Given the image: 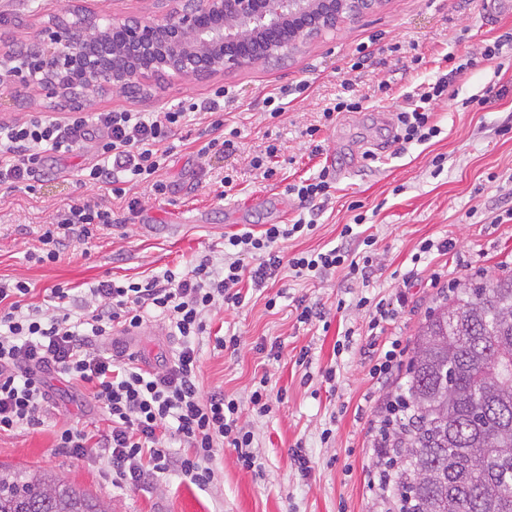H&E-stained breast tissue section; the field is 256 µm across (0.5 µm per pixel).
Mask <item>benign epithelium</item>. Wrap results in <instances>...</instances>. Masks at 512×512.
<instances>
[{"mask_svg":"<svg viewBox=\"0 0 512 512\" xmlns=\"http://www.w3.org/2000/svg\"><path fill=\"white\" fill-rule=\"evenodd\" d=\"M384 0H162L164 15L102 25L69 0L16 53L0 47V91L21 85L87 102L149 75H215L286 58L313 39L378 10Z\"/></svg>","mask_w":512,"mask_h":512,"instance_id":"obj_1","label":"benign epithelium"}]
</instances>
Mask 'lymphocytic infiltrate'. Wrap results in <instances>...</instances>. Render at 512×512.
Wrapping results in <instances>:
<instances>
[{
  "label": "lymphocytic infiltrate",
  "mask_w": 512,
  "mask_h": 512,
  "mask_svg": "<svg viewBox=\"0 0 512 512\" xmlns=\"http://www.w3.org/2000/svg\"><path fill=\"white\" fill-rule=\"evenodd\" d=\"M448 91L447 77L428 83L409 107L397 115L400 144H423L437 137L430 106ZM232 92L217 88L212 97L185 101L163 112H74L58 119L35 112L27 118L0 123V185H22L36 192L51 155L71 153L93 141L97 161L83 183H106L128 210L141 201L131 189L151 185L156 195L168 186L159 180L172 151L170 140L196 115L206 120L205 141L197 151L207 158L232 150L237 130L226 127L223 102ZM112 212L91 200L69 205L40 235L36 259L57 262L70 241L91 238L111 225ZM313 221L269 224L260 232L245 231L224 239V263L215 267L202 257L182 275L167 271L145 282H99L81 298L67 286L55 285L53 308H24L27 282L0 281V432L40 424L51 391L45 371L91 384L92 398L110 423L107 434L90 442L84 429L62 431L57 445L78 455L106 456L112 484L127 488L178 472L205 487L214 479L212 463L218 448L237 454L245 470L261 473L252 450L254 433L243 420L236 399L223 392H203L200 357L194 341L206 330V317L218 307L238 308L246 296L244 281L262 285L281 268L295 276L321 278L338 269L350 278L368 280L373 268V238H357L344 225L340 245L323 251L287 252L288 240L313 233ZM167 321L180 338V348L158 369L143 370L129 349H103L114 329L134 331L146 317Z\"/></svg>",
  "instance_id": "1"
}]
</instances>
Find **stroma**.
<instances>
[{
	"label": "stroma",
	"instance_id": "stroma-1",
	"mask_svg": "<svg viewBox=\"0 0 512 512\" xmlns=\"http://www.w3.org/2000/svg\"><path fill=\"white\" fill-rule=\"evenodd\" d=\"M101 23L128 16L148 20L160 15L157 0H81ZM62 7L61 0H0V31L16 43L39 33L43 22ZM484 0H384L382 7L337 34L308 44L295 55L205 79L172 74L145 81L137 97L105 92L94 111L158 110L192 97L202 100L224 86L234 95L227 102L229 127L238 128L233 152L202 164L197 144L178 143L160 172L167 184L164 198L129 212L108 186H84L83 168L95 161L92 146L49 159L37 193L0 185V278H20L31 293L27 304L50 308L52 288L60 283L80 289L101 280L139 281L170 270L182 273L203 256L221 261L225 236L267 224H290L302 213L289 184L329 167L335 178L332 198L319 211L314 232L288 241V252L325 251L338 245L344 225L357 224L361 236H374L376 260L367 284L352 282L344 270L323 278L301 279L281 270L260 292H248L236 309L219 310L206 319L204 336L196 338L204 389L220 388L237 399L243 419L255 435L254 452L262 475L244 470L233 449L213 463L214 479L201 487L170 473L146 488L124 490L112 485L107 459L76 457L59 449L60 431L80 426L92 435L108 423L91 400L90 385L53 373L45 379L56 406L37 426L0 434V463L42 468L87 493L112 501L116 512H385L381 491L370 488L371 474L381 468L371 443L385 406L404 375L376 386L363 350L369 341L372 303L394 296L410 269L419 277L410 302L385 327V337H400L413 349L415 333L440 290L430 283L433 272L462 284L489 280L512 270V53L483 59V46L512 34V13L487 25ZM414 43L423 62L411 66L391 44ZM373 45L363 68L351 70L358 47ZM448 77V95L431 106L440 133L424 144L399 146L394 140L396 115L422 82ZM356 80L367 99L361 110L336 113L322 124V111L341 89ZM386 93H377L379 83ZM305 92H298V85ZM504 95L487 105L477 100L487 89ZM271 92L287 93L290 104L280 118L263 116ZM318 126L320 154H311L306 129ZM279 152L275 173L262 178L251 159L268 144ZM375 161H368V154ZM234 173L235 186L217 198L219 180ZM93 196L112 210L111 226L87 241L71 242L54 263H37L29 255L39 245L44 225L59 210ZM355 223V222H354ZM449 239L447 254L430 253L419 264L411 257L425 239ZM276 298L268 307V298ZM368 305H360V298ZM322 307L323 320L298 322V302ZM352 333L353 344L341 356L333 346ZM236 336V351L219 350L215 339ZM119 344L139 351L148 367H158L179 348L167 324L147 322ZM278 343L279 356L259 352L260 344ZM308 350L310 367L298 365ZM335 368L334 383L322 376ZM268 377L271 411L249 413L255 382ZM329 440H322L325 429ZM302 448L311 461L310 476L298 472L292 451Z\"/></svg>",
	"mask_w": 512,
	"mask_h": 512
}]
</instances>
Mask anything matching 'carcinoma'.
I'll use <instances>...</instances> for the list:
<instances>
[{
  "instance_id": "1",
  "label": "carcinoma",
  "mask_w": 512,
  "mask_h": 512,
  "mask_svg": "<svg viewBox=\"0 0 512 512\" xmlns=\"http://www.w3.org/2000/svg\"><path fill=\"white\" fill-rule=\"evenodd\" d=\"M390 451L399 512H512V272L420 323ZM0 512H112L46 469L0 465Z\"/></svg>"
}]
</instances>
